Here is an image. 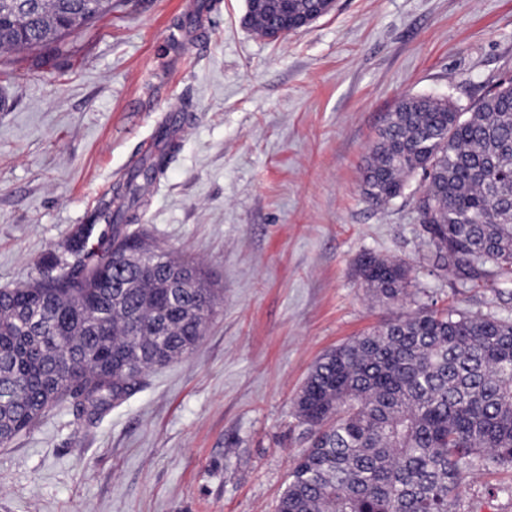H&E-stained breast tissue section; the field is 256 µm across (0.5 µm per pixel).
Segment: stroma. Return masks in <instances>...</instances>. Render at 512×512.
<instances>
[{
	"label": "stroma",
	"mask_w": 512,
	"mask_h": 512,
	"mask_svg": "<svg viewBox=\"0 0 512 512\" xmlns=\"http://www.w3.org/2000/svg\"><path fill=\"white\" fill-rule=\"evenodd\" d=\"M245 0H112L69 56L0 50V288L49 251L167 133L136 222L223 295L197 348L142 374L101 415L75 400L0 447V512H274L306 448L295 398L327 350L423 306L512 320V291L434 262L420 176L376 207L359 165L406 94L466 108L512 73V0H336L268 39ZM366 253L401 261L408 296L376 301ZM512 471L463 474L456 512H512Z\"/></svg>",
	"instance_id": "obj_1"
}]
</instances>
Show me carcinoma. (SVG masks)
I'll return each mask as SVG.
<instances>
[{
	"instance_id": "carcinoma-1",
	"label": "carcinoma",
	"mask_w": 512,
	"mask_h": 512,
	"mask_svg": "<svg viewBox=\"0 0 512 512\" xmlns=\"http://www.w3.org/2000/svg\"><path fill=\"white\" fill-rule=\"evenodd\" d=\"M0 0V47L64 50L111 9L99 0ZM266 11L248 26L263 37L294 32ZM168 152L141 170L164 172ZM437 266L477 288H512V83L496 82L471 109L407 95L387 113L364 159L361 190L375 206L400 197L407 178ZM130 178L83 225L67 255L48 252L57 276L0 289V447L67 398L102 412L136 389L120 370L146 372L188 355L204 336L221 290L194 261L159 247L126 258L144 236L130 230ZM127 218L114 224L113 218ZM357 272L378 300L407 295L395 260L360 256ZM308 448L294 463L276 512H451L463 473L512 468V321L429 308L402 314L324 354L295 399Z\"/></svg>"
}]
</instances>
